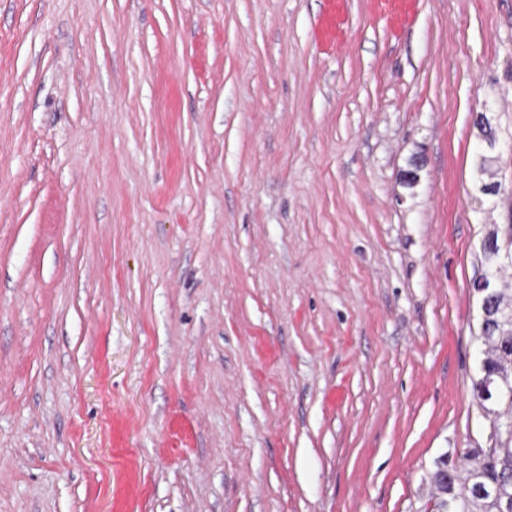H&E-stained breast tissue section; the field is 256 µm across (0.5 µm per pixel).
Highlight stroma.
I'll return each instance as SVG.
<instances>
[{
	"label": "stroma",
	"mask_w": 512,
	"mask_h": 512,
	"mask_svg": "<svg viewBox=\"0 0 512 512\" xmlns=\"http://www.w3.org/2000/svg\"><path fill=\"white\" fill-rule=\"evenodd\" d=\"M485 167L512 0H0V512H427Z\"/></svg>",
	"instance_id": "35a3bbf8"
}]
</instances>
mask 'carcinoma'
<instances>
[{"label": "carcinoma", "mask_w": 512, "mask_h": 512, "mask_svg": "<svg viewBox=\"0 0 512 512\" xmlns=\"http://www.w3.org/2000/svg\"><path fill=\"white\" fill-rule=\"evenodd\" d=\"M484 241L483 258L494 270L512 261V224H496ZM485 314L481 318L482 356L485 370L500 386V394L487 409L492 434L485 448H467L463 470L435 462L431 474L430 512H512V282L497 275L492 296L479 295Z\"/></svg>", "instance_id": "cac0c4a2"}]
</instances>
